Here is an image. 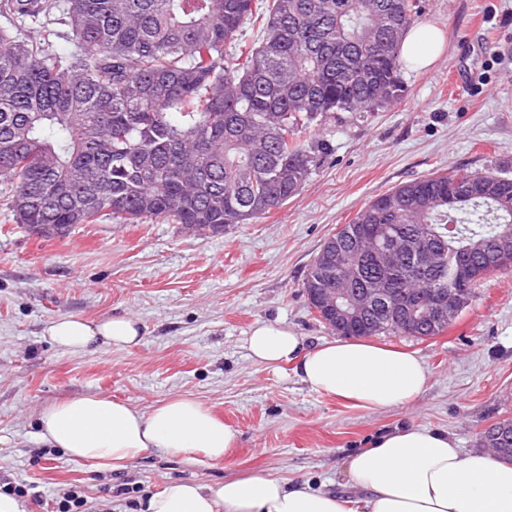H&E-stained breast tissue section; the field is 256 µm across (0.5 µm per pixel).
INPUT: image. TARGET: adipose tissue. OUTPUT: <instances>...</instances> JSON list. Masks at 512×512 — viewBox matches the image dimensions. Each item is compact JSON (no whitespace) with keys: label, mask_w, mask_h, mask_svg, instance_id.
I'll return each instance as SVG.
<instances>
[{"label":"adipose tissue","mask_w":512,"mask_h":512,"mask_svg":"<svg viewBox=\"0 0 512 512\" xmlns=\"http://www.w3.org/2000/svg\"><path fill=\"white\" fill-rule=\"evenodd\" d=\"M441 43L437 28L421 26L406 33L401 54L423 69L433 64ZM44 334L71 352L130 348L142 340L139 321L127 316L96 322L61 316ZM247 349L271 373L293 365L311 390L368 410L411 404L428 380L413 353L349 337L309 347L278 322L256 325ZM36 428L44 446L115 470L154 451L199 452L218 461L237 442L229 424L189 396L167 399L147 414L105 395L79 396L44 407ZM349 472L351 497L269 474L213 487L173 480L142 500L139 512H512V464L484 450L462 451L438 430L410 426L382 434L351 458Z\"/></svg>","instance_id":"adipose-tissue-1"}]
</instances>
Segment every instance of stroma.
<instances>
[{
    "instance_id": "obj_1",
    "label": "stroma",
    "mask_w": 512,
    "mask_h": 512,
    "mask_svg": "<svg viewBox=\"0 0 512 512\" xmlns=\"http://www.w3.org/2000/svg\"><path fill=\"white\" fill-rule=\"evenodd\" d=\"M444 47L424 70L402 66L401 97L380 111L309 129L325 141L308 180L280 208L199 237L182 225L104 221L49 235L15 223L0 193V486L24 482L22 512H52L80 486L97 512H136L171 480L213 486L248 472L349 493V459L402 426L443 431L463 450L512 420V266L484 279L440 335L381 336L413 351L428 382L410 405L367 410L312 391L294 372L248 356L255 323L279 321L309 344L335 338L302 287L323 242L375 196L455 169L512 177V0H421ZM129 315L135 347L72 353L51 320ZM102 394L143 412L198 399L238 434L223 460L153 452L121 470L74 461L35 436L50 403Z\"/></svg>"
}]
</instances>
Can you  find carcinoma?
Returning a JSON list of instances; mask_svg holds the SVG:
<instances>
[{
	"mask_svg": "<svg viewBox=\"0 0 512 512\" xmlns=\"http://www.w3.org/2000/svg\"><path fill=\"white\" fill-rule=\"evenodd\" d=\"M35 29H0V183L14 222L47 233L119 219H170L205 235L248 224L294 197L323 144L306 130L339 112H375L398 99L401 44L419 0H0ZM261 19L262 39L243 41ZM67 39L72 51L54 48ZM395 225L442 237L444 260L405 257L392 287L419 299L437 289L473 300L508 263L475 246L512 234V178L456 170L399 184L371 199L322 245L303 282L311 309L342 336L403 333L375 309L330 323L312 292L341 270L352 287L378 275L358 238Z\"/></svg>",
	"mask_w": 512,
	"mask_h": 512,
	"instance_id": "obj_1",
	"label": "carcinoma"
}]
</instances>
